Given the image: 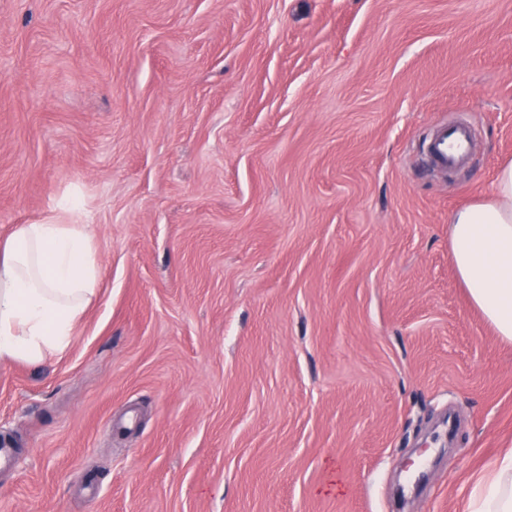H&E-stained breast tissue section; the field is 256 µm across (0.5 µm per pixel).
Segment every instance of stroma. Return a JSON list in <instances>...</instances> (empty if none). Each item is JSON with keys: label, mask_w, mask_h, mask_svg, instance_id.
<instances>
[{"label": "stroma", "mask_w": 512, "mask_h": 512, "mask_svg": "<svg viewBox=\"0 0 512 512\" xmlns=\"http://www.w3.org/2000/svg\"><path fill=\"white\" fill-rule=\"evenodd\" d=\"M507 159L512 0H0V243L75 195L101 269L0 361V512H466L512 343L448 222ZM474 136L473 127L466 121L437 125L423 145L429 164L444 171L465 166Z\"/></svg>", "instance_id": "stroma-1"}]
</instances>
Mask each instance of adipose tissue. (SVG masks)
<instances>
[{
  "label": "adipose tissue",
  "mask_w": 512,
  "mask_h": 512,
  "mask_svg": "<svg viewBox=\"0 0 512 512\" xmlns=\"http://www.w3.org/2000/svg\"><path fill=\"white\" fill-rule=\"evenodd\" d=\"M448 240L472 304L512 342V161L498 166L489 199L451 216ZM98 278L87 225H18L0 246V360L36 364L67 349ZM468 512H512V450L478 480Z\"/></svg>",
  "instance_id": "1"
}]
</instances>
